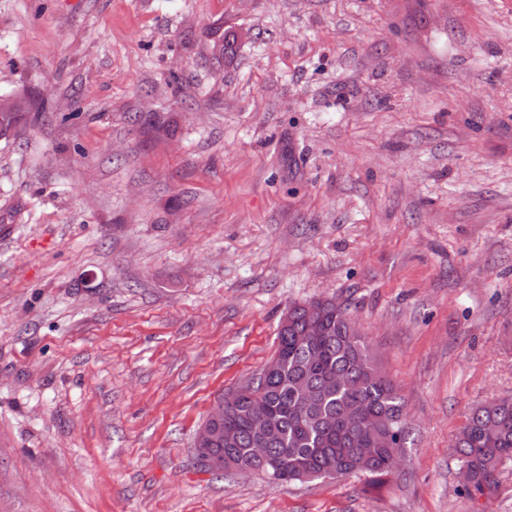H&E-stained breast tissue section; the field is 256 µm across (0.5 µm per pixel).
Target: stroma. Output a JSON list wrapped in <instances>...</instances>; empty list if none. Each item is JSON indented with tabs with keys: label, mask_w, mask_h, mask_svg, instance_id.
Instances as JSON below:
<instances>
[{
	"label": "stroma",
	"mask_w": 512,
	"mask_h": 512,
	"mask_svg": "<svg viewBox=\"0 0 512 512\" xmlns=\"http://www.w3.org/2000/svg\"><path fill=\"white\" fill-rule=\"evenodd\" d=\"M1 96L34 110L0 137V512H512V461L474 499L452 449L512 396V0H0ZM316 296L399 390V469L203 470Z\"/></svg>",
	"instance_id": "obj_1"
}]
</instances>
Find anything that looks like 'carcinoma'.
Here are the masks:
<instances>
[{
	"label": "carcinoma",
	"instance_id": "obj_1",
	"mask_svg": "<svg viewBox=\"0 0 512 512\" xmlns=\"http://www.w3.org/2000/svg\"><path fill=\"white\" fill-rule=\"evenodd\" d=\"M30 110L27 100L15 112L0 110V129H16ZM312 319L319 323L317 336L306 334ZM243 389L267 404V430L243 398L224 409L232 441L214 447L268 449L272 464H255L251 472L284 484L358 473L380 479L395 470L385 444L404 445L402 397L336 300L313 298L289 306L273 357ZM355 410L365 419L363 429L349 421ZM455 453L470 475L468 487L481 496L492 493L499 467L512 460V397L471 408Z\"/></svg>",
	"mask_w": 512,
	"mask_h": 512
}]
</instances>
